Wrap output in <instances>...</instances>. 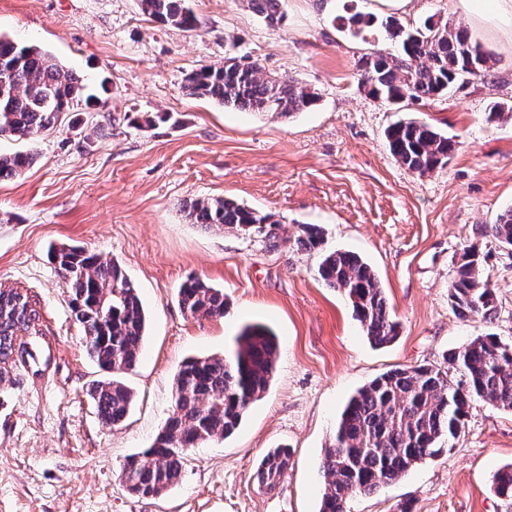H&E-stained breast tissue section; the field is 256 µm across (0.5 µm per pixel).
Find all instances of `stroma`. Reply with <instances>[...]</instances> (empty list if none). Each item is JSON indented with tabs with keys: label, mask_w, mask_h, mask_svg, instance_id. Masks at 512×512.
Returning a JSON list of instances; mask_svg holds the SVG:
<instances>
[{
	"label": "stroma",
	"mask_w": 512,
	"mask_h": 512,
	"mask_svg": "<svg viewBox=\"0 0 512 512\" xmlns=\"http://www.w3.org/2000/svg\"><path fill=\"white\" fill-rule=\"evenodd\" d=\"M193 29L150 20L139 0H0V33L51 51L83 76L108 81L92 119L63 121L33 139L0 135V152L33 150L21 178L0 181V284L21 289L41 312L44 365L0 377V512H319L324 448L358 389L397 367L443 365L479 336L512 342V250L482 236L512 208V120H488L491 100L512 101V39L482 36L497 63L490 81L442 98L393 106L368 94L358 63L395 41L365 39L333 23L344 7L415 26L438 15L469 19L448 0H283L271 25L246 0H187ZM247 55L264 73L316 92L292 117L257 114L194 97L185 78ZM401 118L454 137L442 168L412 173L391 154L386 129ZM227 197L275 215L274 239L205 229L186 209ZM324 248L360 255L376 271L399 336L373 346L351 306L317 273L319 251L297 249L302 225ZM78 243L117 261L146 313L141 357L122 376L134 393L127 419L101 423L87 389L101 373L88 358L48 247ZM476 246L494 291L491 321L459 319L448 287ZM198 276L224 291L223 318H194L178 290ZM248 324L269 328L279 358L269 390L230 437L191 449L179 482L158 498L123 489L126 458L149 447L168 417L173 377L189 356L223 354ZM291 453L273 492L254 474L268 449ZM512 463V410L473 403L451 450L426 459L350 512H512L493 474Z\"/></svg>",
	"instance_id": "35a3bbf8"
}]
</instances>
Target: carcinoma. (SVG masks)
Returning <instances> with one entry per match:
<instances>
[{
	"label": "carcinoma",
	"instance_id": "carcinoma-1",
	"mask_svg": "<svg viewBox=\"0 0 512 512\" xmlns=\"http://www.w3.org/2000/svg\"><path fill=\"white\" fill-rule=\"evenodd\" d=\"M264 20H282L281 0H247ZM152 20L194 29L198 19L187 0H140ZM374 18L360 13L340 15V31L357 37ZM386 21L385 29L398 42L391 52L374 50L359 60V81L371 85L370 94L392 104L440 97L453 87L491 77L496 58L469 31L428 17L412 29ZM0 60L13 64L9 90L0 93V135L30 139L54 130L61 115L85 100L83 78L65 69L53 54L33 44H21L0 35ZM189 93L238 110L290 116L316 102L315 93L289 78L262 72L255 60L242 56L234 64L203 66L186 76ZM491 121L512 119V103L494 100L488 105ZM390 150L400 164L419 175L442 167L456 142L428 123L398 121L387 129ZM37 159L33 151L0 153V181L22 175ZM190 220L206 228L232 227L263 231L276 224L247 206L224 198L198 199L190 204ZM484 235L512 247V209L497 222L484 226ZM298 247L320 250L323 233L306 224L296 239ZM51 262L62 278L74 320L82 329L89 358L105 375L88 388L97 415L107 426L121 424L133 404L132 390L119 375L139 359L146 332V314L137 288L118 263L102 259L78 245L50 248ZM320 278L352 306L370 343L383 347L399 334L372 267L354 253L333 250L322 254ZM179 304L194 318H222L224 289L193 276L179 288ZM448 302L462 320L490 321L495 314L493 293L483 279L480 255L467 247L448 288ZM4 328L0 334V362L38 363L29 345L14 344L15 332L41 333V315L28 294L14 288L0 290ZM278 344L272 332L247 326L222 355L190 357L174 375L173 405L152 445L128 457L120 482L131 496L156 498L176 485L187 452L211 439L227 438L240 425L250 406L268 390L276 368ZM454 376L435 365H417L387 371L359 389L346 404L321 458L328 481L319 512H347L355 495H370L400 478L413 465L444 451L465 424L476 400H488L512 410V344L488 334L445 354ZM286 448H272L256 473L258 487L276 489L290 466ZM498 495L512 497V464L493 475Z\"/></svg>",
	"mask_w": 512,
	"mask_h": 512
}]
</instances>
